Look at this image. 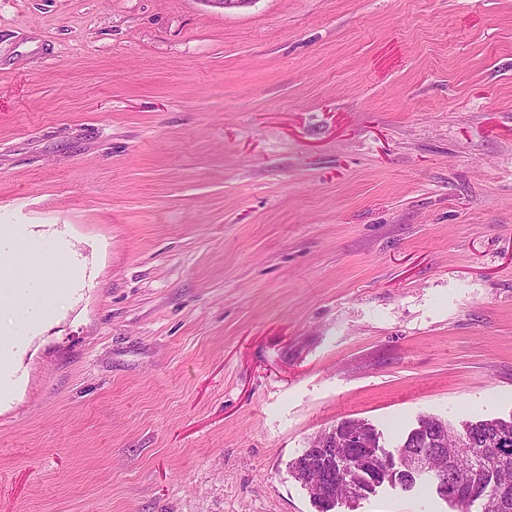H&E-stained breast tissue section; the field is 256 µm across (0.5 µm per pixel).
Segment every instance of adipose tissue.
Here are the masks:
<instances>
[{
  "label": "adipose tissue",
  "instance_id": "adipose-tissue-1",
  "mask_svg": "<svg viewBox=\"0 0 512 512\" xmlns=\"http://www.w3.org/2000/svg\"><path fill=\"white\" fill-rule=\"evenodd\" d=\"M63 273L68 284H75L80 269L66 250L45 256L40 250L21 254L17 251V235L0 231V305L12 302L15 284H22L29 296L27 307L15 310L12 326L0 329V369L6 367L19 347L27 323L42 316L46 310L43 295L56 273Z\"/></svg>",
  "mask_w": 512,
  "mask_h": 512
}]
</instances>
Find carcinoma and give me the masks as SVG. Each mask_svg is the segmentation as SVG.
Here are the masks:
<instances>
[{"label": "carcinoma", "mask_w": 512, "mask_h": 512, "mask_svg": "<svg viewBox=\"0 0 512 512\" xmlns=\"http://www.w3.org/2000/svg\"><path fill=\"white\" fill-rule=\"evenodd\" d=\"M361 430L360 441L347 448H338L330 440L322 447L312 443L291 463L296 479H307L312 475L323 476L324 493L316 499L320 512H331L337 501H355L361 493H353V487L336 468V461L344 459L350 463L380 453L385 459V469L376 478L377 484L390 482V475L401 469L404 458L421 448L427 447V439L448 434V459L458 455L456 442H471L477 448H492L496 436L506 432L512 435V419L468 421L463 430H454L447 422L434 417L423 416L418 427L400 445L397 455L388 454L380 444V437L372 426L355 420H346L336 425V431L346 436ZM448 482L454 486V493L446 502L453 512H472L475 503L481 504V512H512V449L502 454L494 453L487 461L473 467L466 463L448 465Z\"/></svg>", "instance_id": "carcinoma-1"}]
</instances>
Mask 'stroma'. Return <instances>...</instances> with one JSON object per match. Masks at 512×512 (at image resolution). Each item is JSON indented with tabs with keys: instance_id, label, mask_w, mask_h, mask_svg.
<instances>
[{
	"instance_id": "35a3bbf8",
	"label": "stroma",
	"mask_w": 512,
	"mask_h": 512,
	"mask_svg": "<svg viewBox=\"0 0 512 512\" xmlns=\"http://www.w3.org/2000/svg\"><path fill=\"white\" fill-rule=\"evenodd\" d=\"M14 224L87 271L0 390V512H319L342 420L512 417V0H0Z\"/></svg>"
}]
</instances>
